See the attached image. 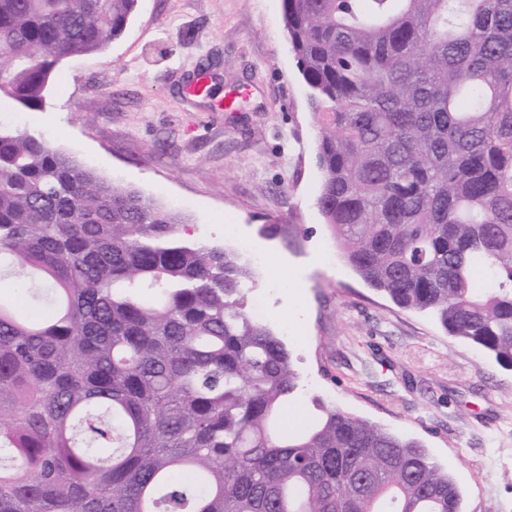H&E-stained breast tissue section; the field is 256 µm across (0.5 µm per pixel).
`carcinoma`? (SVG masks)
Segmentation results:
<instances>
[{
  "label": "carcinoma",
  "instance_id": "carcinoma-1",
  "mask_svg": "<svg viewBox=\"0 0 512 512\" xmlns=\"http://www.w3.org/2000/svg\"><path fill=\"white\" fill-rule=\"evenodd\" d=\"M136 4L0 0V96L43 108ZM282 10L342 258L512 370V0ZM185 222L0 124V512H460L419 441L319 397L314 428L274 433L291 353L246 310L252 269Z\"/></svg>",
  "mask_w": 512,
  "mask_h": 512
}]
</instances>
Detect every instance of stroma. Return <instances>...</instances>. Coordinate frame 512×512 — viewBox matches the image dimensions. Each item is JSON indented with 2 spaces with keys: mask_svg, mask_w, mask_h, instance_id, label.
Wrapping results in <instances>:
<instances>
[{
  "mask_svg": "<svg viewBox=\"0 0 512 512\" xmlns=\"http://www.w3.org/2000/svg\"><path fill=\"white\" fill-rule=\"evenodd\" d=\"M206 71L210 98L185 81ZM37 132L122 186L184 213L195 237L235 249L288 326L311 397L423 442L461 512H512V371L399 308L336 254L316 209L322 175L307 88L281 0H138L123 34L57 67L43 110L0 97V123Z\"/></svg>",
  "mask_w": 512,
  "mask_h": 512,
  "instance_id": "1",
  "label": "stroma"
}]
</instances>
